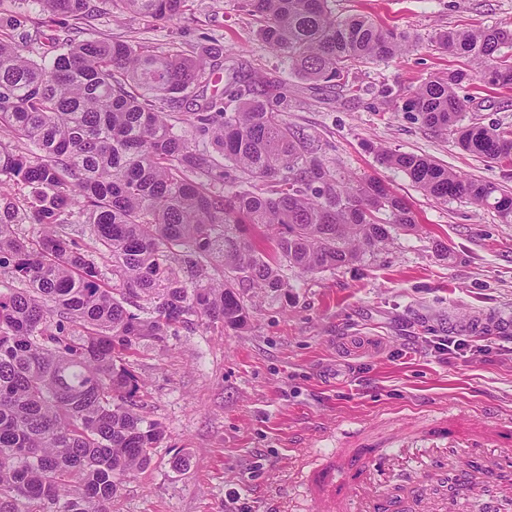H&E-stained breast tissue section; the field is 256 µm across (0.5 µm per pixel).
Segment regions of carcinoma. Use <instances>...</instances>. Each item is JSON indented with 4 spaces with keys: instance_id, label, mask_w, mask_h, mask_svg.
I'll return each mask as SVG.
<instances>
[{
    "instance_id": "1",
    "label": "carcinoma",
    "mask_w": 512,
    "mask_h": 512,
    "mask_svg": "<svg viewBox=\"0 0 512 512\" xmlns=\"http://www.w3.org/2000/svg\"><path fill=\"white\" fill-rule=\"evenodd\" d=\"M25 2L0 0V270L24 284L0 288V512H108L165 437L141 413L130 363L141 342L162 345L200 322L242 329L246 289L284 291L285 265L313 274L357 262L416 219L376 178L337 181L267 83L228 82L224 98L183 113L178 132L167 109L221 69L224 49L187 57L115 40L96 21L104 3L172 21L188 0H38L48 34L35 51ZM242 8L298 77L329 89L417 43L364 15L338 18L329 0ZM436 42L472 66L430 77L402 111L466 152L511 161L512 128L464 122L459 90L475 80L512 88V26ZM376 153L435 200L466 199L512 222V193L427 157ZM72 224L92 225V249ZM100 258L112 263L110 284Z\"/></svg>"
}]
</instances>
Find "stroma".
Instances as JSON below:
<instances>
[{"mask_svg":"<svg viewBox=\"0 0 512 512\" xmlns=\"http://www.w3.org/2000/svg\"><path fill=\"white\" fill-rule=\"evenodd\" d=\"M193 5L171 23L105 14L97 28L189 54L223 45L219 81L189 99L221 94L236 65L246 80L281 82L289 122L319 145L337 179H381L410 204L417 229L392 230L386 246L350 265L313 275L284 268L288 296L249 294L244 328L200 324L161 346L143 342L130 362L144 381L143 410L165 439L111 512H270L278 498L287 512H313L301 468L357 427L388 443L403 423L459 412L512 428V342L462 326L478 311L512 313V223L465 199L437 202L375 153L426 156L512 192V164L462 151L402 109L413 88L464 63L438 48L437 31L512 23V0H330L337 16L364 14L419 38L410 53L356 66L352 93L292 74L239 0ZM464 94L467 118L512 128V89L476 81ZM440 336L453 343L444 358L432 347ZM181 455L189 465L179 470Z\"/></svg>","mask_w":512,"mask_h":512,"instance_id":"stroma-1","label":"stroma"}]
</instances>
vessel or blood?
Returning <instances> with one entry per match:
<instances>
[{"label": "vessel or blood", "instance_id": "b4317fda", "mask_svg": "<svg viewBox=\"0 0 512 512\" xmlns=\"http://www.w3.org/2000/svg\"><path fill=\"white\" fill-rule=\"evenodd\" d=\"M464 326L512 333V314L487 311ZM460 421L405 428L394 448L372 441L338 449L302 485L317 512H404L411 496L424 512H463L467 504L482 512L491 497L499 512H512V438L493 421Z\"/></svg>", "mask_w": 512, "mask_h": 512}]
</instances>
